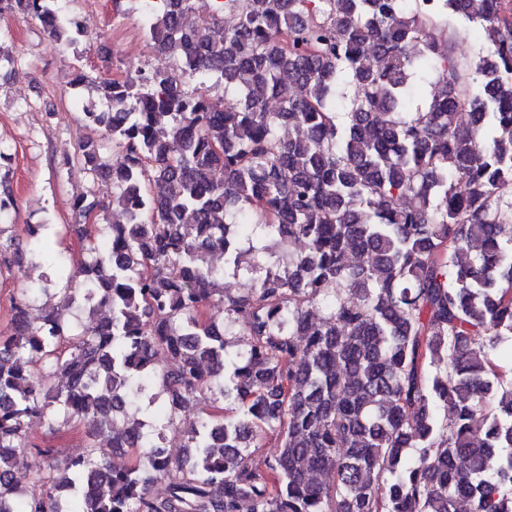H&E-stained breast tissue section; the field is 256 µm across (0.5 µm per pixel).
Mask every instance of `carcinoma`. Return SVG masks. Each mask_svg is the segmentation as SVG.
I'll return each instance as SVG.
<instances>
[{
	"mask_svg": "<svg viewBox=\"0 0 512 512\" xmlns=\"http://www.w3.org/2000/svg\"><path fill=\"white\" fill-rule=\"evenodd\" d=\"M511 3L143 0L176 71L103 81L85 117L122 160L64 159L112 179L124 222L78 225L73 269L44 224L26 258L0 242V276L41 268L57 298L35 324V293L12 297L0 331V512H512ZM16 10L80 36L57 0ZM450 17L488 33L478 61ZM84 422L134 461L50 445ZM32 450L36 496L14 479Z\"/></svg>",
	"mask_w": 512,
	"mask_h": 512,
	"instance_id": "1",
	"label": "carcinoma"
}]
</instances>
